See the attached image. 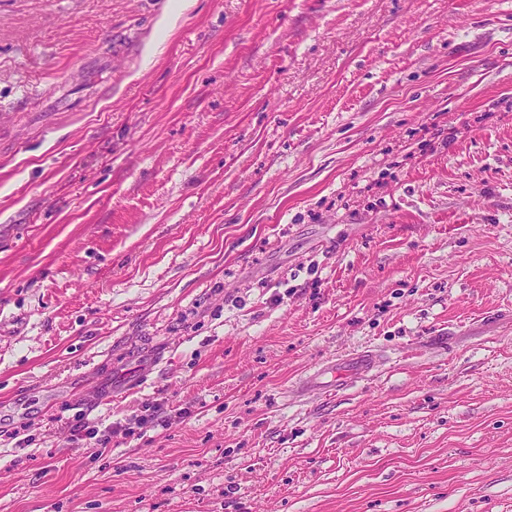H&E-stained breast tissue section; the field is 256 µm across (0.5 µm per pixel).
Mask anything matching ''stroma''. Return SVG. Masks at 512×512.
I'll return each mask as SVG.
<instances>
[{"mask_svg":"<svg viewBox=\"0 0 512 512\" xmlns=\"http://www.w3.org/2000/svg\"><path fill=\"white\" fill-rule=\"evenodd\" d=\"M0 512H512V0H0ZM376 362L375 356L372 351H360L351 354L343 362L344 370L341 372L328 371L332 373V380L330 382H319L320 384H329L330 387H341L345 385V381L349 376L364 375L372 370Z\"/></svg>","mask_w":512,"mask_h":512,"instance_id":"35a3bbf8","label":"stroma"}]
</instances>
